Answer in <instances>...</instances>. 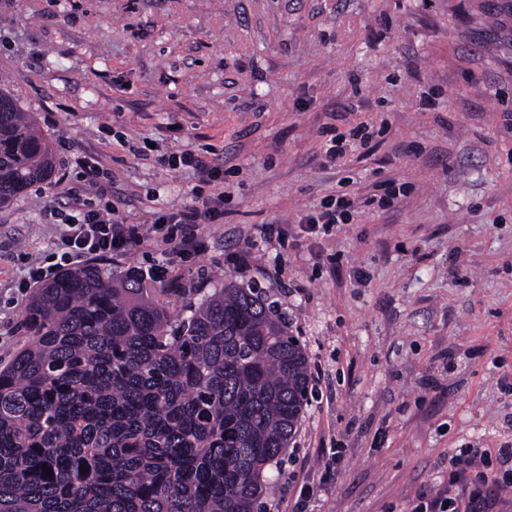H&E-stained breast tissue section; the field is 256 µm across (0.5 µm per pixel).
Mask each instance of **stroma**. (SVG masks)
Masks as SVG:
<instances>
[{
    "label": "stroma",
    "instance_id": "35a3bbf8",
    "mask_svg": "<svg viewBox=\"0 0 512 512\" xmlns=\"http://www.w3.org/2000/svg\"><path fill=\"white\" fill-rule=\"evenodd\" d=\"M0 88L57 158L0 207L1 366L28 342L14 285L50 253L68 188L96 199L73 163L92 155L118 217L224 197L199 256L144 245L106 267L259 285L306 349L309 403L266 512L301 495L307 512H415L469 448L512 472V0H0ZM358 123L366 146L325 166V128ZM204 146L223 185L161 160ZM345 192L348 221L303 230Z\"/></svg>",
    "mask_w": 512,
    "mask_h": 512
}]
</instances>
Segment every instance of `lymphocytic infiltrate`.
I'll return each instance as SVG.
<instances>
[{
  "instance_id": "lymphocytic-infiltrate-1",
  "label": "lymphocytic infiltrate",
  "mask_w": 512,
  "mask_h": 512,
  "mask_svg": "<svg viewBox=\"0 0 512 512\" xmlns=\"http://www.w3.org/2000/svg\"><path fill=\"white\" fill-rule=\"evenodd\" d=\"M223 219L224 199L220 196L201 197L196 205L157 213L148 225L114 219L110 203L94 208L73 200L67 221L58 226L49 265L32 267L17 283V292L26 294L33 285L49 280L66 267L94 257L119 255L144 244L163 245L174 258L195 257L204 249L198 233L200 225L219 224ZM452 466L453 482L468 489V496H434L422 503V512H486V493L498 487L497 477L483 467L474 452L459 454Z\"/></svg>"
}]
</instances>
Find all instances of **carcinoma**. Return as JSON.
I'll list each match as a JSON object with an SVG mask.
<instances>
[{"label":"carcinoma","instance_id":"cac0c4a2","mask_svg":"<svg viewBox=\"0 0 512 512\" xmlns=\"http://www.w3.org/2000/svg\"><path fill=\"white\" fill-rule=\"evenodd\" d=\"M56 165L1 89L0 205ZM23 328L0 367V512H263L310 383L265 291L148 288L88 264L36 289Z\"/></svg>","mask_w":512,"mask_h":512}]
</instances>
